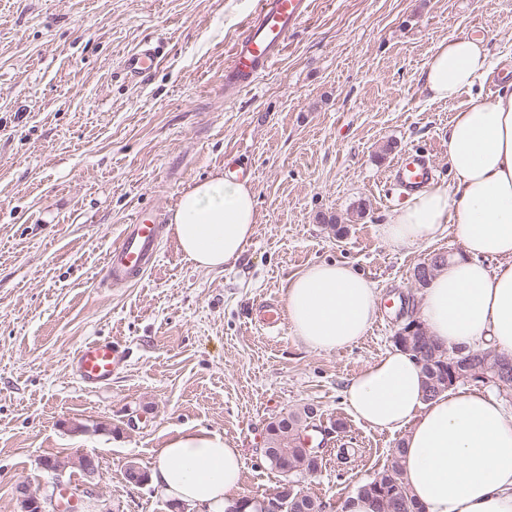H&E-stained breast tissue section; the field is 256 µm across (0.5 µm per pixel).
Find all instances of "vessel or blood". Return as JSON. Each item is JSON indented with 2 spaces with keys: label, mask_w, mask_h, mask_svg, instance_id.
<instances>
[{
  "label": "vessel or blood",
  "mask_w": 512,
  "mask_h": 512,
  "mask_svg": "<svg viewBox=\"0 0 512 512\" xmlns=\"http://www.w3.org/2000/svg\"><path fill=\"white\" fill-rule=\"evenodd\" d=\"M309 8V0H258L254 19L232 47V60L224 70L225 90L236 93L254 85L282 55L289 35L307 18ZM157 63V50L150 45L139 47L123 58V68L133 78L147 76ZM436 177L437 168L429 153L421 150L408 153L395 167L396 194L408 196L431 185ZM161 232L158 212H137L107 256L108 281L130 285L151 271L157 263ZM125 358L119 344L93 339L76 350L72 366L84 385L96 388L111 384Z\"/></svg>",
  "instance_id": "obj_1"
}]
</instances>
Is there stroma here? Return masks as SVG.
<instances>
[{
  "label": "stroma",
  "mask_w": 512,
  "mask_h": 512,
  "mask_svg": "<svg viewBox=\"0 0 512 512\" xmlns=\"http://www.w3.org/2000/svg\"><path fill=\"white\" fill-rule=\"evenodd\" d=\"M256 2L0 0V512H21L18 484L52 492L45 457L67 461L70 489L91 488L79 512H170L125 467L150 470L186 427L242 449L241 495L271 498L283 476L261 454L266 427L303 408L326 435L320 468L299 484L341 512L402 441L355 420L344 384L393 350L402 301L420 306L414 268L461 247L451 226L409 250L383 239L400 205L391 167L418 149L452 181L448 122L490 92L480 79L455 103L434 101L421 70L440 43L481 36L512 87V0H314L259 85L228 94L224 68ZM144 44L160 61L134 81L121 60ZM239 153L256 199L242 257L196 267L167 227L156 267L110 286L107 254L135 212L169 219L182 189ZM322 261L348 263L379 295L367 334L332 353L304 347L289 324H257L261 304L285 305L289 278ZM93 338L128 352L100 388L71 368ZM81 454L95 477L72 465Z\"/></svg>",
  "instance_id": "1"
}]
</instances>
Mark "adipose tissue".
I'll return each instance as SVG.
<instances>
[{
    "label": "adipose tissue",
    "instance_id": "adipose-tissue-1",
    "mask_svg": "<svg viewBox=\"0 0 512 512\" xmlns=\"http://www.w3.org/2000/svg\"><path fill=\"white\" fill-rule=\"evenodd\" d=\"M491 65L484 38L451 39L421 80L433 100L452 102ZM445 139L452 182L412 194L380 232L408 248L454 225L462 254L425 289L423 322L446 346L486 342L512 354V90L456 113ZM172 224L197 266L234 265L254 233V194L213 176L181 193ZM286 309L306 348L334 352L365 336L378 316V292L351 266L321 262L289 280ZM422 379L419 363L392 350L346 382L347 410L369 427L405 430L403 478L424 512H512V412L475 391L424 401ZM243 469L241 449L223 435L187 428L156 449L150 479L194 512H254L239 493Z\"/></svg>",
    "mask_w": 512,
    "mask_h": 512
}]
</instances>
